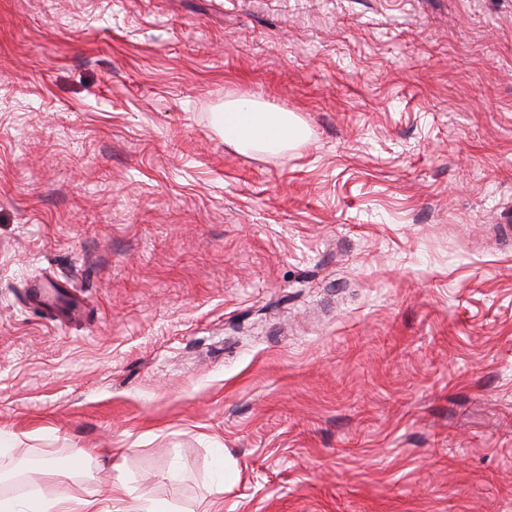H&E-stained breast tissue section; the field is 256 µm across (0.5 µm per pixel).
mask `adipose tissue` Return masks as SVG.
<instances>
[{"label": "adipose tissue", "instance_id": "obj_1", "mask_svg": "<svg viewBox=\"0 0 512 512\" xmlns=\"http://www.w3.org/2000/svg\"><path fill=\"white\" fill-rule=\"evenodd\" d=\"M225 116L240 117V135L231 144L242 152L281 151L306 139L305 127L285 110L240 98L224 105ZM0 512H98L95 501L48 495L42 492L25 499L0 500Z\"/></svg>", "mask_w": 512, "mask_h": 512}]
</instances>
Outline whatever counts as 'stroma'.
Wrapping results in <instances>:
<instances>
[{
    "label": "stroma",
    "mask_w": 512,
    "mask_h": 512,
    "mask_svg": "<svg viewBox=\"0 0 512 512\" xmlns=\"http://www.w3.org/2000/svg\"><path fill=\"white\" fill-rule=\"evenodd\" d=\"M509 222L512 0H0V499L512 512ZM229 116L241 118L240 135L234 138L227 127L224 141L242 152L281 151L306 139L305 127L297 117L285 110H272L253 100L240 98L224 104V123Z\"/></svg>",
    "instance_id": "1"
}]
</instances>
